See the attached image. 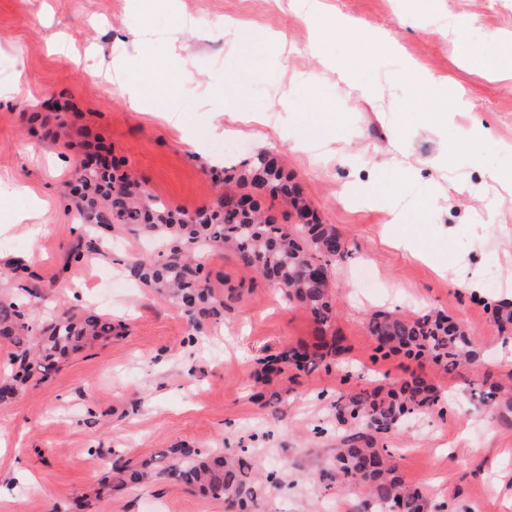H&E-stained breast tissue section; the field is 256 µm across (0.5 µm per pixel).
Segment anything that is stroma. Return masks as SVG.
Here are the masks:
<instances>
[{"label": "stroma", "mask_w": 512, "mask_h": 512, "mask_svg": "<svg viewBox=\"0 0 512 512\" xmlns=\"http://www.w3.org/2000/svg\"><path fill=\"white\" fill-rule=\"evenodd\" d=\"M289 2L0 0V258L32 262L39 286L112 320L111 336L0 402V512H64L80 494L84 512H234L163 474L101 487L113 464L173 447L248 449L276 475L256 512H361L359 496L323 474L348 433L336 401L413 375L440 402L383 435L400 477L425 491L429 512H512V422L474 396L512 385V348L488 308L512 300V233L482 226H512V0H321L306 19ZM243 30L256 41L240 42ZM88 58L153 88L149 111L93 82ZM19 81L22 95H10ZM435 82L464 107L439 118ZM64 101L150 192L190 211L215 201L223 133L279 153L348 248L332 270L331 326L319 331L224 252L206 265L224 291L220 321L189 318L126 279V255L150 249L133 235L113 242L111 259L69 262L80 236L63 191L76 152L23 120ZM482 125L492 141L475 140ZM383 170L379 204L345 195ZM392 232L418 239L432 260L385 245ZM460 261L496 269L481 297L452 287ZM376 311L448 315L475 338L477 365L456 375L427 355H382L368 327ZM322 333L341 337L336 360L263 373L265 359ZM258 387L267 404L252 400ZM474 438L481 454L467 451Z\"/></svg>", "instance_id": "1"}]
</instances>
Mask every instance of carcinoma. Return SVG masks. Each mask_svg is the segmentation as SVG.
I'll return each instance as SVG.
<instances>
[{"label": "carcinoma", "mask_w": 512, "mask_h": 512, "mask_svg": "<svg viewBox=\"0 0 512 512\" xmlns=\"http://www.w3.org/2000/svg\"><path fill=\"white\" fill-rule=\"evenodd\" d=\"M55 133L44 136L73 147L69 140V113L56 114ZM124 162L111 159L106 170L75 167L67 211L87 229L88 239L72 254L74 262L103 255L100 246L119 230L153 237L164 248L153 254L131 253L124 261L130 278L194 316H224V294L203 273L204 259L213 250H227L243 266L268 284L285 290L288 299L306 310L320 331L336 314L331 290L332 267L348 257L344 240L333 224H324L306 200L299 184L285 170L279 156L258 153L215 174L220 187L217 203L193 212L174 208L153 195L146 186L120 170ZM280 197L294 210L292 224H279L261 210L262 198ZM28 266H14L0 274V338L12 345L17 372L4 378L0 398L14 396L20 386L49 378L72 352L85 343L112 334V321L94 310L64 307L32 333L29 317L33 295ZM491 314L504 338H512V302L493 306ZM378 349L387 353H428L455 371L476 356L474 342L459 324L443 314L414 317L376 312L369 320ZM325 352L314 358L304 346L292 347L271 359L302 371L315 361H326L344 352L340 338L322 341ZM438 403L435 389L413 376L382 397L357 394L336 404L338 420L353 428L336 449L337 475L359 489L367 503L380 512H428L427 497L407 486L397 474L392 455L377 448L376 436L397 427L408 415L432 409ZM158 457L167 461L164 472L172 480L216 499L238 512H250L258 476L248 450L222 448L202 452L168 448ZM155 462L139 469L114 464L116 486L140 485L154 477Z\"/></svg>", "instance_id": "obj_1"}]
</instances>
